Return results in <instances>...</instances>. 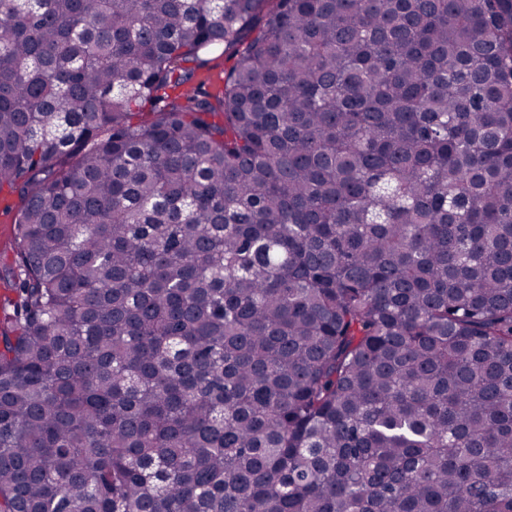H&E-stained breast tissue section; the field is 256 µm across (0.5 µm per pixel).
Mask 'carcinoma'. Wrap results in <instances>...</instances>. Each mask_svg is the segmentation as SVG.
I'll list each match as a JSON object with an SVG mask.
<instances>
[{"mask_svg": "<svg viewBox=\"0 0 512 512\" xmlns=\"http://www.w3.org/2000/svg\"><path fill=\"white\" fill-rule=\"evenodd\" d=\"M5 187L0 512H512V0H0ZM13 210L2 216L0 208V298L14 297L10 288H15L11 274L14 260V225L12 218L18 209L17 195L8 197Z\"/></svg>", "mask_w": 512, "mask_h": 512, "instance_id": "obj_1", "label": "carcinoma"}]
</instances>
